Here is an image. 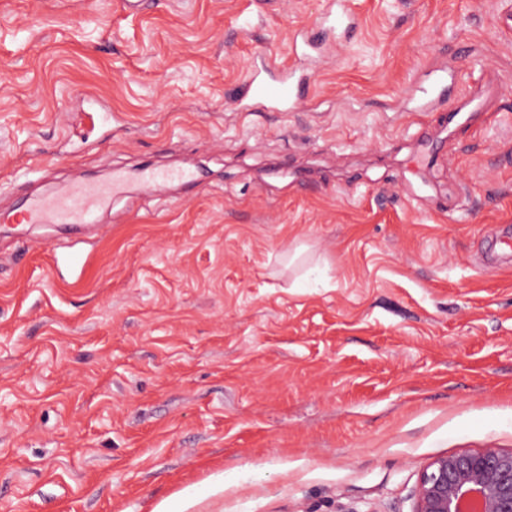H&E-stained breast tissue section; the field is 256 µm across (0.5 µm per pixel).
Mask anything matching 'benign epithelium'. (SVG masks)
Wrapping results in <instances>:
<instances>
[{"instance_id":"1","label":"benign epithelium","mask_w":512,"mask_h":512,"mask_svg":"<svg viewBox=\"0 0 512 512\" xmlns=\"http://www.w3.org/2000/svg\"><path fill=\"white\" fill-rule=\"evenodd\" d=\"M412 512H512V449L488 446L432 459Z\"/></svg>"}]
</instances>
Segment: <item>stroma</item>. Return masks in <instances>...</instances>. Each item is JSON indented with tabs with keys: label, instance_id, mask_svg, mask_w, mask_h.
I'll use <instances>...</instances> for the list:
<instances>
[{
	"label": "stroma",
	"instance_id": "stroma-1",
	"mask_svg": "<svg viewBox=\"0 0 512 512\" xmlns=\"http://www.w3.org/2000/svg\"><path fill=\"white\" fill-rule=\"evenodd\" d=\"M501 2L353 0L304 108L246 112L327 0H0V213L128 175L0 235V512H410L512 448V124L401 109L454 53L446 108L512 114ZM178 178L179 180L183 179H192L193 174L187 173L185 171L179 173H172L168 171L161 170H152L142 173L141 180L150 188H153L156 191L162 190L169 181ZM126 175L116 173L108 184L78 185L63 197L36 199L14 219L23 223H90L94 210L106 204L124 183Z\"/></svg>",
	"mask_w": 512,
	"mask_h": 512
}]
</instances>
